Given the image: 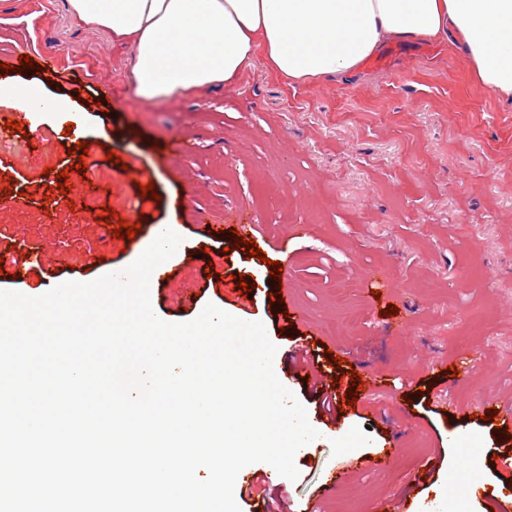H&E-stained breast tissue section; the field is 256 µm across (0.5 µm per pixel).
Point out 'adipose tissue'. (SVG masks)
I'll list each match as a JSON object with an SVG mask.
<instances>
[{
	"label": "adipose tissue",
	"mask_w": 512,
	"mask_h": 512,
	"mask_svg": "<svg viewBox=\"0 0 512 512\" xmlns=\"http://www.w3.org/2000/svg\"><path fill=\"white\" fill-rule=\"evenodd\" d=\"M81 23L133 47L135 96L150 104L225 85L262 59L298 83L352 77L386 39L461 35L475 80L512 99V0H68ZM24 112L61 114L10 80L0 98Z\"/></svg>",
	"instance_id": "adipose-tissue-1"
}]
</instances>
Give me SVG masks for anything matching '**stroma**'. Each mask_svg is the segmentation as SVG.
Segmentation results:
<instances>
[{
  "label": "stroma",
  "mask_w": 512,
  "mask_h": 512,
  "mask_svg": "<svg viewBox=\"0 0 512 512\" xmlns=\"http://www.w3.org/2000/svg\"><path fill=\"white\" fill-rule=\"evenodd\" d=\"M20 51L34 67L9 79L69 99L84 117L80 134L99 148L87 182L57 128L40 124L37 148L18 132L0 139V188L24 195L22 205H0V257L29 268L20 280L0 275V289L41 295L131 264L178 200L183 241L165 263L167 279L152 284L155 313L188 322L212 304L263 322L280 353L278 379L321 431L295 457L298 480L274 476L275 506L387 512L410 498L412 512H433L444 485L462 512H492L512 492L496 476L500 460L512 459V436L497 440L496 421L484 418L488 401L512 399V101L474 80L458 40H390L358 76L314 84L290 83L258 59L233 83L154 104L133 93L131 47L79 23L67 0H0V63ZM47 59L61 75L43 70ZM174 140L182 151H170ZM127 158L136 171L121 169ZM149 183L158 197L146 202L140 188ZM108 207L126 220L143 211L136 237L100 225ZM240 224L266 240L264 258L234 247ZM203 246L219 279L197 272ZM239 274L253 293L241 295ZM371 275L385 284L376 296ZM278 284L300 321L276 310ZM187 288L196 294L189 305ZM390 304L398 314L383 316ZM302 339L386 379L345 406L342 430L308 383L287 378L284 356ZM461 354L475 376L458 383L447 367ZM392 442L401 452L390 467L353 466ZM465 455L479 456L481 469L461 470ZM431 457L438 463L423 474Z\"/></svg>",
  "instance_id": "obj_1"
}]
</instances>
